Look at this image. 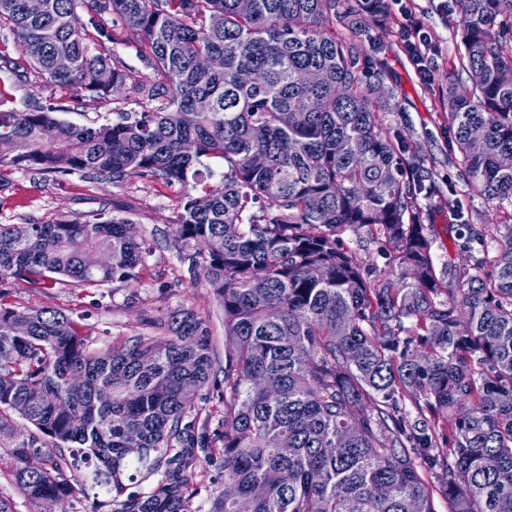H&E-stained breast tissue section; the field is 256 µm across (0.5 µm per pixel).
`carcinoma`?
Wrapping results in <instances>:
<instances>
[{
  "mask_svg": "<svg viewBox=\"0 0 512 512\" xmlns=\"http://www.w3.org/2000/svg\"><path fill=\"white\" fill-rule=\"evenodd\" d=\"M79 2L32 15L0 0V24L47 80L91 100L131 82L153 107L91 126L52 105L0 111L13 145L0 167L183 188L168 235L224 310V432L199 422L217 359L193 312L92 350L83 317L9 302L62 278L138 280L146 248L129 220L0 224V408L35 428L13 448L23 493L51 507L81 462L110 512H193L198 473L220 452L224 492L208 512H435L436 496L449 512H512V224L453 225L469 265L438 276L420 160L383 132L382 69L365 80L362 43L336 35L387 0H253L247 14L239 0H88L140 46L136 75L103 29L72 25ZM455 5L472 90L448 72L450 151L469 194L512 204V40L499 34L512 0ZM58 55L72 67L55 69ZM312 69L321 82L300 79ZM201 100L209 109L194 111ZM362 230L396 277L370 279L342 247ZM102 250L111 263L98 267ZM43 436L52 452L32 472Z\"/></svg>",
  "mask_w": 512,
  "mask_h": 512,
  "instance_id": "1",
  "label": "carcinoma"
}]
</instances>
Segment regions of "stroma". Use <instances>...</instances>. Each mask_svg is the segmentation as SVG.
I'll return each instance as SVG.
<instances>
[{
  "mask_svg": "<svg viewBox=\"0 0 512 512\" xmlns=\"http://www.w3.org/2000/svg\"><path fill=\"white\" fill-rule=\"evenodd\" d=\"M411 7L423 19L435 45L423 60L409 53L401 36L399 12H392L385 23L370 22L350 30L349 35L366 44L369 57L385 64L383 88L395 105L384 125L387 136L402 137L436 185L427 201L428 222L437 238L436 269L444 274L468 262L448 229L454 212H463L474 224L503 221L504 213L469 195L457 163L449 158L448 117L442 101L449 71H456L461 89L472 86L463 60L459 14L452 0H412ZM36 101L53 103L58 119L80 125L145 107L141 93L132 85L109 100L92 101L37 73L20 77L0 68V102L5 107L24 112ZM178 196V189L137 177L115 185L79 172L43 174L1 168L0 224L84 219L102 212L134 224L148 251L138 282L102 287L63 282L44 291L20 290L13 297L15 306L82 314L85 339L95 349L110 345L113 337L143 331L146 318L184 308L208 321L212 344L216 352H223L224 314L213 290L205 282H192L172 238L165 234L175 218Z\"/></svg>",
  "mask_w": 512,
  "mask_h": 512,
  "instance_id": "obj_1",
  "label": "stroma"
}]
</instances>
